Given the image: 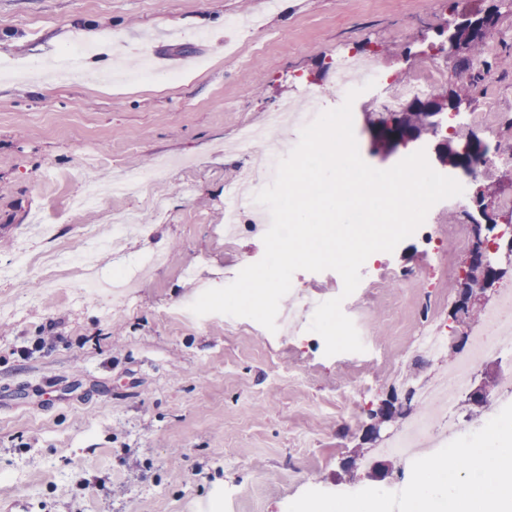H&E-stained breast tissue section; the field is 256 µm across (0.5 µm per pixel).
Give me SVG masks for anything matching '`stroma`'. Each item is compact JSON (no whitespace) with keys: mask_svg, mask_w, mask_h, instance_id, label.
Segmentation results:
<instances>
[{"mask_svg":"<svg viewBox=\"0 0 512 512\" xmlns=\"http://www.w3.org/2000/svg\"><path fill=\"white\" fill-rule=\"evenodd\" d=\"M0 0V270L19 242L38 255V224L82 243L80 227L110 234L132 211L142 232L122 255H99L105 288L87 296L72 271L35 266V293L0 273V512H284L309 489L338 493L409 480L407 461L383 474L358 468L366 451L407 420L415 404L392 384L386 354L414 343L426 314L456 332L420 380L441 374L465 344L453 315L457 280L424 270L422 287L382 279L369 302L370 339L357 409L337 390L354 372L325 356L313 335L286 345L254 320L186 317L183 307L223 286L241 262L259 261L261 238L215 237L224 186L255 165L263 144L228 151L241 124L282 100L318 89L339 105L337 54L376 57L387 78L421 75L464 12L496 9L495 49L481 68L449 61L438 83L468 95L466 111L512 116V0ZM261 37L255 49L252 37ZM88 46L73 80L46 63L69 44ZM153 78L129 79L142 55ZM127 171L156 175L152 197H103L71 217L88 179L110 185ZM465 209L440 224L512 222L500 201L512 169L469 178ZM208 255L206 273L182 268ZM132 279L113 291L116 268Z\"/></svg>","mask_w":512,"mask_h":512,"instance_id":"obj_1","label":"stroma"}]
</instances>
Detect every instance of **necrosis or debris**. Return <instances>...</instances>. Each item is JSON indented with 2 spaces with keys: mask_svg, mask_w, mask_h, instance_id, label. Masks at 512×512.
I'll use <instances>...</instances> for the list:
<instances>
[{
  "mask_svg": "<svg viewBox=\"0 0 512 512\" xmlns=\"http://www.w3.org/2000/svg\"><path fill=\"white\" fill-rule=\"evenodd\" d=\"M336 73V85L341 93L361 87L367 82L384 86L385 94L379 101V108L390 111L403 107L405 101L427 93L428 87L441 74L443 61L432 59L425 75L417 82L386 81L375 58L346 53L337 56L333 63ZM321 112L320 93L308 90L304 101L288 103L282 109L268 113L263 128L243 125L239 133L240 147H248L253 140L262 138L279 141L277 151L267 157L265 167L268 174H275L278 161L288 155L292 143L280 141L279 132L283 129H300L313 122ZM258 192L262 185L250 174H242L226 186L224 204V225L219 231L225 242H233L242 233L267 231L264 219L268 210L249 200L240 201L238 193L242 188ZM128 221L113 225L110 237L99 234L97 225L86 224L82 227V236L86 243L83 253H70L65 246L51 245L47 252L53 266L66 267L78 272L82 284L89 285L97 280L94 267V255L102 248H117L129 233ZM453 239L458 246L468 243L466 225H437L425 234L428 249L423 264L427 267L448 265V252L444 246L446 239ZM323 297L314 289H299L294 293V301L277 316L278 334L281 340L289 341L299 333L307 331L312 316ZM452 337L447 325L439 319L427 320L422 335L416 344L404 349V357L422 362L437 358ZM512 354V281L504 282L499 290L497 301L487 308L477 329L469 330L467 345L458 351L445 374L430 381L411 382L401 364H394L392 375L398 385L407 387L417 401L420 411L410 418L407 424L395 429L382 448L376 449L374 457L397 455L407 460H415L431 455L457 437L475 432L482 428L500 410L512 404V366L500 370L491 390L490 401L483 414L467 419L455 414L454 404L458 397L466 395L474 386L476 370L490 359L503 353Z\"/></svg>",
  "mask_w": 512,
  "mask_h": 512,
  "instance_id": "necrosis-or-debris-1",
  "label": "necrosis or debris"
}]
</instances>
